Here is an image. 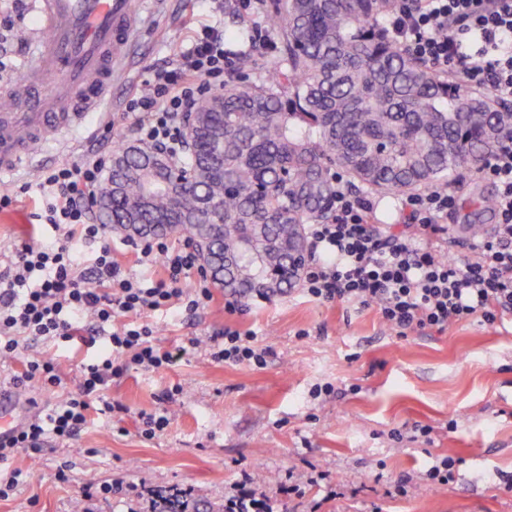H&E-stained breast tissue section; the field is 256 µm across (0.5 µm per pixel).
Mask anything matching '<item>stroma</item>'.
<instances>
[{"mask_svg":"<svg viewBox=\"0 0 512 512\" xmlns=\"http://www.w3.org/2000/svg\"><path fill=\"white\" fill-rule=\"evenodd\" d=\"M213 0H145L128 62L112 78V130L100 137L101 117L68 148L41 147L32 166L1 179L0 192L35 181L44 166L73 163L89 150L111 156L115 142L135 137L125 114L128 96L153 69L166 66L194 31L219 20ZM455 236L471 241L487 230L493 214L477 207L493 196L492 183L469 172L455 178ZM35 202L23 198L0 211V257L28 241ZM197 313L180 306L153 313L160 347L172 351L170 366L132 371L114 379L108 392L127 413L104 417L90 411L87 425L68 443L47 441L37 455L19 452L10 465L27 473L25 483L0 499V512H147L144 489H187L200 504L220 506L225 492L245 483L277 493L290 475L310 477L304 499L282 498V512H512V316L486 325L468 321L437 333L396 338L374 309L323 303L293 289L272 298L240 300L229 314L228 291L217 288ZM251 330L268 355L263 367L214 362L210 335ZM26 355L51 354L65 392L81 391V366L99 347L75 342L57 347L27 337ZM182 386L176 404L163 391ZM330 386V394L313 397ZM168 412L167 427L145 438L140 413ZM430 427L421 436V427ZM401 432L393 440L392 432ZM460 462L455 482L421 486L393 499L389 484L419 478L440 457ZM67 466V482L56 480ZM342 482L343 496L328 487ZM118 485L123 496L101 493Z\"/></svg>","mask_w":512,"mask_h":512,"instance_id":"obj_1","label":"stroma"}]
</instances>
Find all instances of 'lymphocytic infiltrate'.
<instances>
[{
  "label": "lymphocytic infiltrate",
  "mask_w": 512,
  "mask_h": 512,
  "mask_svg": "<svg viewBox=\"0 0 512 512\" xmlns=\"http://www.w3.org/2000/svg\"><path fill=\"white\" fill-rule=\"evenodd\" d=\"M387 31L404 51L448 76L454 86L483 89L512 103V0H395ZM236 56L224 51V32L207 25L195 32L172 69L156 72L127 105L139 140L176 146L179 116L205 93L223 88L236 71ZM104 158L88 154L76 164L44 169L35 184L0 195V210L18 195L36 191L40 234L17 247L0 272V357L22 353L24 336L67 346L92 321L104 339L97 359L84 365L82 391L65 395L0 442V498L23 483L22 470L8 462L21 451L38 453L47 439L66 442L82 430L92 400L116 411L105 394L113 378L131 370H156L172 359L154 342L147 314L181 304L194 313L213 299L190 248L171 247L164 238H126L143 275L122 270L111 246H99L104 225L92 220L94 189ZM496 187L495 222L469 243L465 257L448 253L444 242L454 216L456 193L447 185L404 196L402 222L412 235L371 221V201L336 187L331 218L307 227L309 260L300 282L307 296L375 309L397 338L442 332L472 319L492 325L512 314V137L500 141L480 169ZM97 245L90 268H81L76 243ZM161 266L164 275L148 276ZM192 289H184L186 279ZM214 361L266 362L254 332L224 329L210 336Z\"/></svg>",
  "instance_id": "obj_1"
}]
</instances>
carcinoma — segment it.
I'll return each instance as SVG.
<instances>
[{"label":"carcinoma","instance_id":"carcinoma-1","mask_svg":"<svg viewBox=\"0 0 512 512\" xmlns=\"http://www.w3.org/2000/svg\"><path fill=\"white\" fill-rule=\"evenodd\" d=\"M391 0H265L279 30L264 79L232 77L201 98L195 186L173 182L163 152L134 140L112 149L96 199L106 225L145 236H204L213 282L241 298L295 287L306 248L298 231L325 218L333 169L394 200L481 169L512 109L457 89L389 37Z\"/></svg>","mask_w":512,"mask_h":512}]
</instances>
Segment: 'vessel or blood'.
Segmentation results:
<instances>
[{"label":"vessel or blood","mask_w":512,"mask_h":512,"mask_svg":"<svg viewBox=\"0 0 512 512\" xmlns=\"http://www.w3.org/2000/svg\"><path fill=\"white\" fill-rule=\"evenodd\" d=\"M140 0H32L40 53L19 87L43 94L0 110V175L24 166L39 146L68 140L86 128L112 97V75L125 61L139 29ZM22 396L0 382V438L17 428Z\"/></svg>","instance_id":"vessel-or-blood-1"}]
</instances>
